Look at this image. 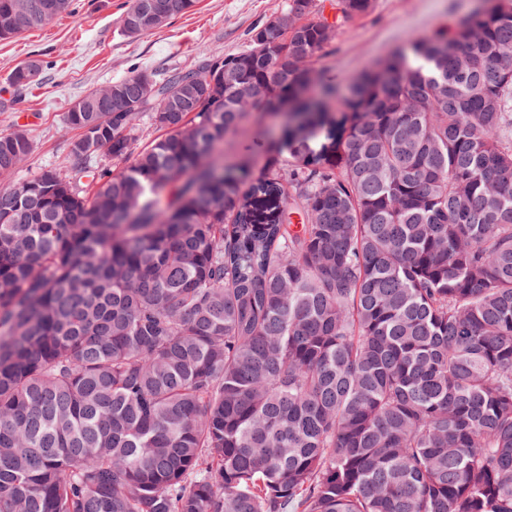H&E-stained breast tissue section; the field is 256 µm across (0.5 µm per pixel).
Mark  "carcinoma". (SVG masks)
Returning a JSON list of instances; mask_svg holds the SVG:
<instances>
[{"mask_svg": "<svg viewBox=\"0 0 512 512\" xmlns=\"http://www.w3.org/2000/svg\"><path fill=\"white\" fill-rule=\"evenodd\" d=\"M150 2L129 35L195 5ZM70 4L0 0V39ZM371 8L287 0L135 112L91 90L0 188V512H512V0L324 85L259 175L220 155ZM32 151L0 133V177Z\"/></svg>", "mask_w": 512, "mask_h": 512, "instance_id": "cac0c4a2", "label": "carcinoma"}]
</instances>
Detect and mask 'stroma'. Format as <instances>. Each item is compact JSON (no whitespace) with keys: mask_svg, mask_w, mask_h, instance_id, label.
<instances>
[{"mask_svg":"<svg viewBox=\"0 0 512 512\" xmlns=\"http://www.w3.org/2000/svg\"><path fill=\"white\" fill-rule=\"evenodd\" d=\"M128 0H72L68 11L47 24L0 40V132L22 125L33 141L23 180L65 162L72 131L63 125L71 104L147 68L160 74L193 67L214 55L244 48L248 32L281 10L285 0H196L193 10L167 27L132 38L120 26ZM486 0H374L370 12L344 23L328 53L313 63L322 84L345 91L349 81L388 57L410 38L428 36L440 25L481 10ZM38 57L46 67L41 85L18 91L8 83L20 62ZM287 115H248L226 136L225 163L260 173L283 140Z\"/></svg>","mask_w":512,"mask_h":512,"instance_id":"35a3bbf8","label":"stroma"}]
</instances>
